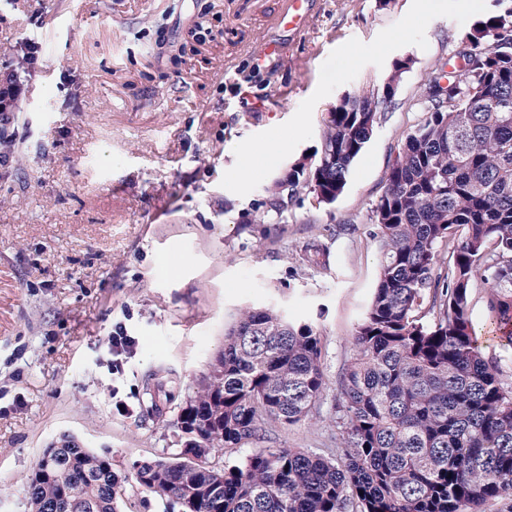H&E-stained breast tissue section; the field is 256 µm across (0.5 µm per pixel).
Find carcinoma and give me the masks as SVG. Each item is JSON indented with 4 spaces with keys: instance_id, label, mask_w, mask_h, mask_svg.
Returning a JSON list of instances; mask_svg holds the SVG:
<instances>
[{
    "instance_id": "obj_1",
    "label": "carcinoma",
    "mask_w": 512,
    "mask_h": 512,
    "mask_svg": "<svg viewBox=\"0 0 512 512\" xmlns=\"http://www.w3.org/2000/svg\"><path fill=\"white\" fill-rule=\"evenodd\" d=\"M459 65L440 62L413 103L406 135L372 209L379 277L354 329L339 383L336 455L262 448L216 468L208 459L275 427L306 420L327 389L323 344L309 323L271 308L241 309L219 364L198 384L177 428L202 427L206 460L144 462L132 475L183 512H480L512 510V385L485 357L470 320L471 291L512 346V3L475 20ZM412 60L382 90L363 87L328 112L312 178L288 170L291 194L329 204L371 138ZM448 243L443 273L438 245ZM26 512H117L123 481L112 455L65 438L25 478Z\"/></svg>"
}]
</instances>
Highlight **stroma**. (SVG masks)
I'll return each instance as SVG.
<instances>
[{"label": "stroma", "mask_w": 512, "mask_h": 512, "mask_svg": "<svg viewBox=\"0 0 512 512\" xmlns=\"http://www.w3.org/2000/svg\"><path fill=\"white\" fill-rule=\"evenodd\" d=\"M281 3L0 0V74L19 43L41 44L0 164V512H25L24 478L61 438L110 452L126 477L177 453L178 412L247 306L318 329L328 392L216 466L264 446L335 452L338 381L379 276L368 214L420 118L409 104L425 74L492 0H315L297 35L275 29ZM272 38L283 55L257 64L252 46ZM407 56L338 199L273 193L311 167L328 110ZM252 149L268 156L244 178ZM313 243L326 267L305 261ZM483 294L474 286V330L512 377ZM119 332L136 346L116 367Z\"/></svg>", "instance_id": "stroma-1"}]
</instances>
